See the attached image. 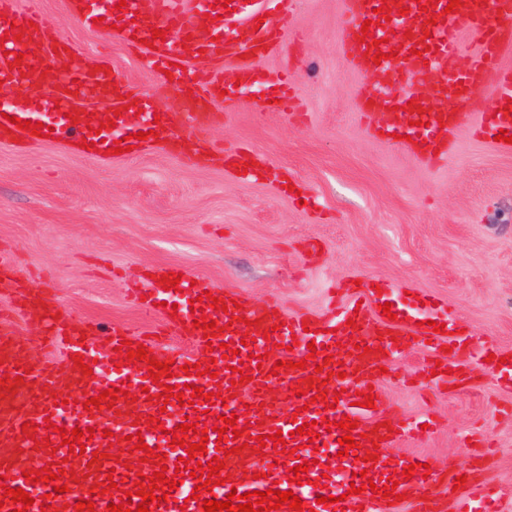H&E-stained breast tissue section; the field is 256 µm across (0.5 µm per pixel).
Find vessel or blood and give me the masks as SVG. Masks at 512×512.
Instances as JSON below:
<instances>
[{"label":"vessel or blood","instance_id":"1","mask_svg":"<svg viewBox=\"0 0 512 512\" xmlns=\"http://www.w3.org/2000/svg\"><path fill=\"white\" fill-rule=\"evenodd\" d=\"M122 0H67L77 20L95 28L106 38H117L145 58L155 72L159 86L181 84L186 96L165 110H157L151 95L128 94L120 68L104 70L103 57L91 53H70L67 42L52 20L39 9L19 8L18 0H0V80L10 84L34 83L39 94L12 105L0 104V143L22 148L43 145L44 141L76 146L87 140L112 147L114 141L139 131L146 137L137 141V150L158 146L165 152L180 148L189 161H198L205 153L223 155L222 143L211 140L214 117L208 102L218 99V89L225 84V67H232L241 82H248L259 50L276 52L281 47L284 29L281 21L295 8V0H242L241 5H227L223 0H123L128 12L120 14ZM449 0H342L341 13L346 23L341 31L339 49L349 66L370 76L381 74L399 81L424 74L431 69L441 77L428 88L422 99V125H413L406 109L408 96L391 93L361 97L359 110L368 119L371 133L398 134V147L416 161L430 165L447 157L457 134L471 127L485 140H493L503 152L512 145L499 141L500 131L512 133V113L504 110L512 103V68L499 66L498 60L512 52V0H463L458 13L447 12ZM389 5L393 17H386L381 5ZM371 21L370 32L380 40L381 52L387 60L374 64L365 57L361 42L362 24ZM402 27L391 34L392 24ZM22 27L21 39L6 38L11 26ZM467 28L477 39V49L469 57L459 51V30ZM166 30L167 35L156 46H149L152 29ZM69 55L70 65L56 67L57 56ZM13 55L22 56L20 65L10 64ZM278 100L270 104L273 112L293 113L298 107L295 89L287 74L278 77ZM485 92L493 101L491 109L474 111L472 95ZM91 100L109 102L116 112L114 128L89 131L90 116L86 104ZM22 121L43 122L50 126L49 138L30 131L9 127V117ZM161 268H153L150 288L133 285L129 298L145 319L161 315L165 318L164 335L183 336L192 343L198 362L214 361L215 376L174 377L175 385L192 383L204 392H219L220 402L211 404L195 399L193 405H180L178 400L161 403L159 386L153 385L146 361L130 365L119 346L124 340L139 345L144 341L143 323L98 330L95 337L83 336L82 326L73 324L69 316L51 319L49 312L33 299L17 281H9L12 297L9 308L0 310V378H6L0 390V475L7 476L8 487H20L33 498L28 512H75L79 499L92 500L93 512H109L108 506L119 503L121 492L105 494L106 478L122 481V490H134L142 476L152 475L156 466L170 465L185 450L177 445L158 448L148 429V417L160 419L164 429L177 425L172 411L182 410L198 428L209 429L207 451L201 464H211L213 457H224L220 470L224 483L211 492H195L196 481L183 474L178 489L166 502L151 507L150 512H203L207 499L225 500L230 491L246 493L279 488L293 492L308 512H396L382 496L371 491L358 495L348 492L354 473L368 471L375 486L384 487L392 473L413 464V457H399L390 451L394 439L405 435L420 439L425 427H436V419L428 421L389 418L382 395H375L374 408L355 403L357 394L368 393L371 377L379 367L389 366L395 357L413 346L429 345L431 351L449 346L451 359L442 361V374L432 375L437 390L466 384L470 370L485 367L489 347L463 332V323L446 314L434 301L404 300V290L394 283L384 284L382 291L361 293L352 286L329 288L324 311L305 316H290L276 305L237 308L232 295L213 287L205 279H193L184 273L179 291L164 290L159 282ZM227 301L226 310L213 309L202 292ZM201 298L208 318L223 329L213 339H205L203 330L193 328L195 319L190 301ZM392 305L393 318L383 316L379 302ZM22 321L24 333L31 342H48L62 349L60 357H47L32 364L30 374L19 371L27 364L16 355L10 331L14 321ZM445 324L446 334L433 332L432 323ZM315 350H308V343ZM231 355H224V348ZM82 354V364H75L74 354ZM286 360L304 361V368L286 369ZM348 361L349 376L338 378L340 361ZM91 373H84V366ZM247 374H240V367ZM287 387L286 404L276 407L271 388L274 382ZM321 385L324 395H337L339 407L325 409L323 402L308 403L304 394L310 383ZM119 388L123 394L112 407L83 408V400L106 389ZM237 415L243 427L241 439L232 433L217 434L219 416ZM350 416L358 426L352 437L359 445L348 456H340L343 436L337 426L343 416ZM34 422V433H26L23 425ZM314 423L317 437L308 440L297 436L295 429ZM66 429L95 428L94 438L85 439V449L70 452L52 426ZM277 429L286 434L285 448L264 446L255 453L256 436ZM120 434L119 446H110L103 431ZM142 434L149 447L157 448V462L140 461L133 453L131 435ZM244 449H236V442ZM378 446L379 459L366 466L367 449ZM28 450L41 468L57 463L64 476L63 493L50 492L44 483L30 484L19 461L21 450ZM311 461L307 484L289 482L290 468L301 461ZM79 485H72V476ZM460 468L414 471L410 480L400 481L403 505L410 512H441L443 501L453 488L463 497L458 506L463 512H498L496 497L489 481L475 475L465 476L464 485H456ZM336 496V503L322 505L320 497Z\"/></svg>","mask_w":512,"mask_h":512}]
</instances>
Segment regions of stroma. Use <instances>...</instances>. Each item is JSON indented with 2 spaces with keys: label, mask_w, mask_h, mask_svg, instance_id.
<instances>
[{
  "label": "stroma",
  "mask_w": 512,
  "mask_h": 512,
  "mask_svg": "<svg viewBox=\"0 0 512 512\" xmlns=\"http://www.w3.org/2000/svg\"><path fill=\"white\" fill-rule=\"evenodd\" d=\"M42 8L76 51L108 53L129 91L153 90L143 61L84 28L66 0ZM343 22L339 0H297L290 27L299 53L257 58L255 85L238 90L237 110L217 120L225 153L252 148L265 156L268 178L240 179L154 149L104 163L56 144L31 152L0 144V253L13 259L15 278L36 294L54 288L91 331L139 322L128 286L161 265L290 314L319 312L331 283L382 279L435 298L478 340L512 352V153L464 129L428 169L376 139L357 113L376 81L339 54ZM281 69L303 119L256 109ZM283 174L302 197L284 192ZM424 355L412 348L377 377L388 415L441 420L423 441L401 440L396 455L487 474L502 512H512V386L483 369L460 392L435 393L407 380ZM476 439L488 455L473 448Z\"/></svg>",
  "instance_id": "obj_1"
}]
</instances>
